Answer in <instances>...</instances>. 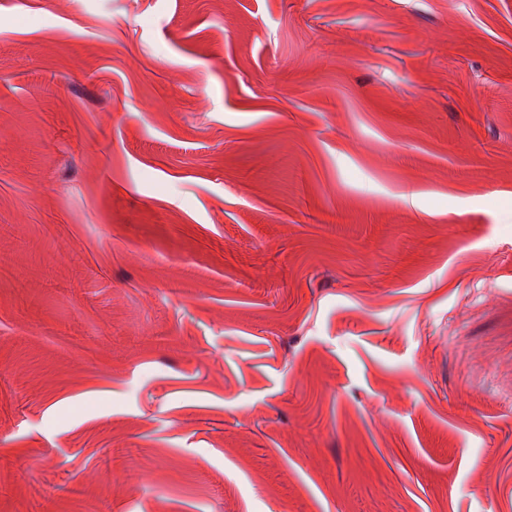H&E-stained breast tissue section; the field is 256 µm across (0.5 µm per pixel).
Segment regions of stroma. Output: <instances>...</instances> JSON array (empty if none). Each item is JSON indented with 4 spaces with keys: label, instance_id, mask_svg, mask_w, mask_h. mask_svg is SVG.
<instances>
[{
    "label": "stroma",
    "instance_id": "obj_1",
    "mask_svg": "<svg viewBox=\"0 0 512 512\" xmlns=\"http://www.w3.org/2000/svg\"><path fill=\"white\" fill-rule=\"evenodd\" d=\"M0 512H512V0H0Z\"/></svg>",
    "mask_w": 512,
    "mask_h": 512
}]
</instances>
